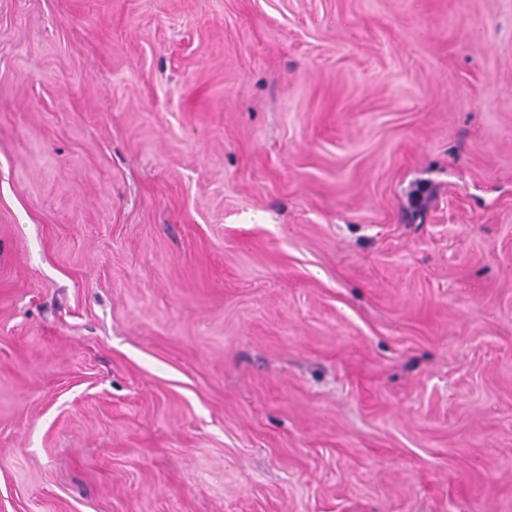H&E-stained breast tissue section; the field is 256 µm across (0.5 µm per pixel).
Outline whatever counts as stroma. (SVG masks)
<instances>
[{
    "mask_svg": "<svg viewBox=\"0 0 512 512\" xmlns=\"http://www.w3.org/2000/svg\"><path fill=\"white\" fill-rule=\"evenodd\" d=\"M0 512H512V0H0Z\"/></svg>",
    "mask_w": 512,
    "mask_h": 512,
    "instance_id": "35a3bbf8",
    "label": "stroma"
}]
</instances>
